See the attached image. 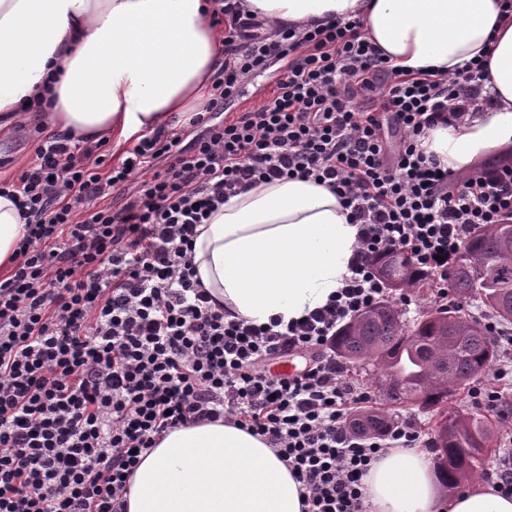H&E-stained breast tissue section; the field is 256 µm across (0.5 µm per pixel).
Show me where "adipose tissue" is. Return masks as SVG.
Returning a JSON list of instances; mask_svg holds the SVG:
<instances>
[{
  "label": "adipose tissue",
  "instance_id": "1",
  "mask_svg": "<svg viewBox=\"0 0 512 512\" xmlns=\"http://www.w3.org/2000/svg\"><path fill=\"white\" fill-rule=\"evenodd\" d=\"M503 0H237L269 26L357 19L390 65L448 73L488 55L482 114L438 126L426 154L465 174L512 145V16ZM212 0H0V129L38 122L97 143L153 133L196 114L224 68ZM193 262L227 319L291 321L349 277L357 225L327 187L258 184L199 227ZM25 223L0 195V271ZM436 449L387 448L363 479L367 512H512V495L479 482L444 499ZM127 512H302L299 484L262 437L233 424L183 427L138 465Z\"/></svg>",
  "mask_w": 512,
  "mask_h": 512
}]
</instances>
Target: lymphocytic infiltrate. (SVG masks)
Segmentation results:
<instances>
[{"label": "lymphocytic infiltrate", "mask_w": 512, "mask_h": 512, "mask_svg": "<svg viewBox=\"0 0 512 512\" xmlns=\"http://www.w3.org/2000/svg\"><path fill=\"white\" fill-rule=\"evenodd\" d=\"M224 29L192 151L177 132L142 134L109 163L101 144L38 136L34 159L0 182L26 234L0 281V512H125L142 452L173 429L224 421L263 437L300 484L302 512H365L362 479L385 448H413L421 428L350 426L373 398L336 356V333L389 294L375 261L406 253L446 306L463 242L512 223V159L461 178L425 155V129L493 103L484 61L456 74L389 65L356 20L261 31ZM280 60L272 92L213 123L246 79ZM277 179L328 187L359 227L350 275L302 318L225 320L197 276L199 225L224 202ZM120 207L108 205V198ZM505 356L473 402L512 392V334L489 317ZM299 358L295 374L270 361Z\"/></svg>", "instance_id": "f902f5d3"}]
</instances>
